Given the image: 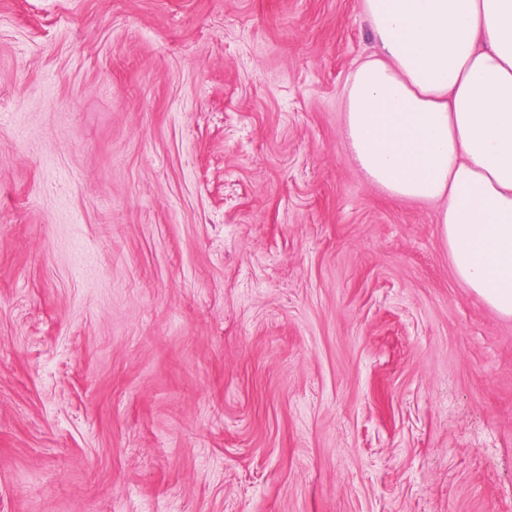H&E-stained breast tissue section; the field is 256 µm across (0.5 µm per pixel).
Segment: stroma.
Segmentation results:
<instances>
[{"label": "stroma", "mask_w": 512, "mask_h": 512, "mask_svg": "<svg viewBox=\"0 0 512 512\" xmlns=\"http://www.w3.org/2000/svg\"><path fill=\"white\" fill-rule=\"evenodd\" d=\"M359 0H0V512H512V319L369 183Z\"/></svg>", "instance_id": "stroma-1"}]
</instances>
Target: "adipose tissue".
<instances>
[{
  "instance_id": "1",
  "label": "adipose tissue",
  "mask_w": 512,
  "mask_h": 512,
  "mask_svg": "<svg viewBox=\"0 0 512 512\" xmlns=\"http://www.w3.org/2000/svg\"><path fill=\"white\" fill-rule=\"evenodd\" d=\"M345 133L368 181L439 203L456 278L512 318V0H360Z\"/></svg>"
}]
</instances>
